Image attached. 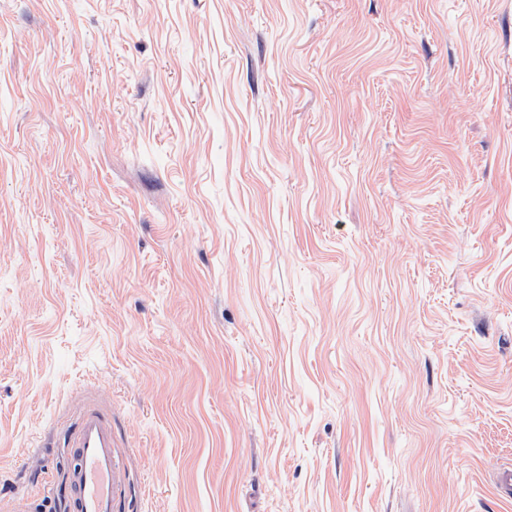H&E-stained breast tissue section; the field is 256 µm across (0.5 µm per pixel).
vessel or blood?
Listing matches in <instances>:
<instances>
[{"label": "vessel or blood", "mask_w": 512, "mask_h": 512, "mask_svg": "<svg viewBox=\"0 0 512 512\" xmlns=\"http://www.w3.org/2000/svg\"><path fill=\"white\" fill-rule=\"evenodd\" d=\"M65 446L75 464L67 473L62 512H114L119 476L110 414L98 406H86L67 428Z\"/></svg>", "instance_id": "1"}]
</instances>
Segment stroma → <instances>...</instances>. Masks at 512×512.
<instances>
[{
    "mask_svg": "<svg viewBox=\"0 0 512 512\" xmlns=\"http://www.w3.org/2000/svg\"><path fill=\"white\" fill-rule=\"evenodd\" d=\"M512 512V0H0V503ZM65 448L75 456L67 473L62 512H114L119 476L114 466L112 418L86 406L66 430Z\"/></svg>",
    "mask_w": 512,
    "mask_h": 512,
    "instance_id": "stroma-1",
    "label": "stroma"
}]
</instances>
